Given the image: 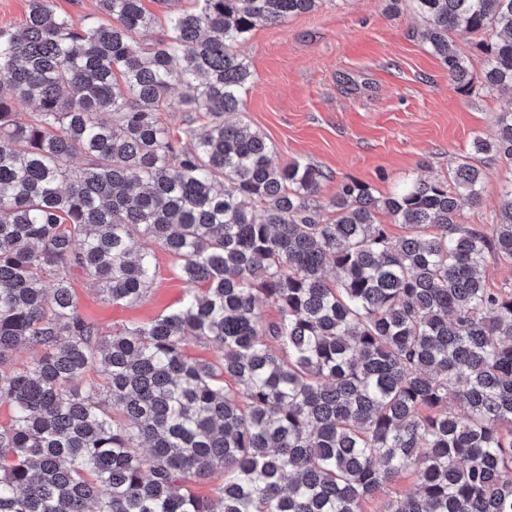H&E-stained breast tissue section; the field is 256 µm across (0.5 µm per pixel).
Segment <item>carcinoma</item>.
<instances>
[{"label":"carcinoma","mask_w":512,"mask_h":512,"mask_svg":"<svg viewBox=\"0 0 512 512\" xmlns=\"http://www.w3.org/2000/svg\"><path fill=\"white\" fill-rule=\"evenodd\" d=\"M412 2L461 89L450 34L497 32L483 87L512 96V0ZM195 3L158 17L97 0L85 24L28 0L0 28V512H365L407 472L416 493L382 512H512V289L485 277L512 262V184L487 231L459 222L484 182L468 162L385 197L346 181L323 217L326 173L274 164L263 134L224 121L254 82L250 32L317 0ZM474 146L511 162L512 112ZM137 235L191 291L106 335L71 279L139 302L155 271ZM20 345L41 356L11 366ZM216 472V498L197 496Z\"/></svg>","instance_id":"1"}]
</instances>
